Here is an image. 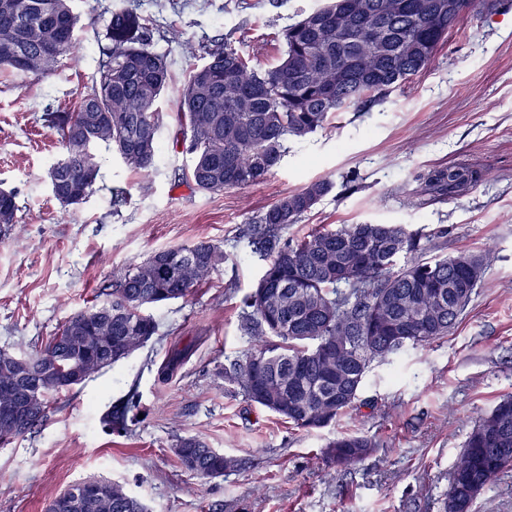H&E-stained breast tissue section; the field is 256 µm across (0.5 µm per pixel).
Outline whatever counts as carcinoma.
<instances>
[{
	"label": "carcinoma",
	"mask_w": 512,
	"mask_h": 512,
	"mask_svg": "<svg viewBox=\"0 0 512 512\" xmlns=\"http://www.w3.org/2000/svg\"><path fill=\"white\" fill-rule=\"evenodd\" d=\"M352 0H327L277 31L279 60L262 70L253 56L216 38L200 47L205 62L178 89L179 120L192 163L185 179L212 194L244 189L267 178L286 153V143L325 128L350 107L383 101L423 71L450 31L448 12L428 5L445 0H366L370 13L349 15ZM0 10V68L26 74L20 61L37 65L40 50L52 46L71 56L79 17L69 0H11ZM378 23L372 38L369 28ZM351 34L336 39V24ZM151 19L134 5L109 11L96 80L70 112L49 113L68 162L50 169L54 197L70 190L88 166L97 181L104 148L135 170L149 172L160 154L157 103L170 82L167 56L149 42ZM478 179L468 167L450 165L428 174L423 192L464 195ZM331 189L315 181L267 209L249 227L250 244L264 267L241 302L242 326L254 343L229 361L220 375L244 397L299 428L318 430L358 407L372 366L409 347L449 335L476 294L486 256L473 253L426 257L428 244L417 231L400 239L387 224H340L315 229L294 240L283 230L298 223ZM11 191L0 190V234L16 223ZM219 245L197 242L152 252L144 261L112 272V288L99 305L100 317L87 323L71 315L41 348L29 352L34 364L17 376L0 369V409L8 388L37 393L42 410L65 390L59 374L77 366L96 348L106 365L119 349L118 337L157 333L146 306L185 298L224 264ZM37 417L16 430L0 429L9 443L25 436ZM378 444L360 434L329 441L324 457L339 468L372 455ZM183 466L201 478L215 477L235 461L195 437L175 444ZM512 469V395L502 397L469 434L442 500L455 495L454 512H471L474 500L500 473ZM72 512H148L122 487L103 482L95 499Z\"/></svg>",
	"instance_id": "obj_1"
}]
</instances>
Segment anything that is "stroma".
Here are the masks:
<instances>
[{
    "mask_svg": "<svg viewBox=\"0 0 512 512\" xmlns=\"http://www.w3.org/2000/svg\"><path fill=\"white\" fill-rule=\"evenodd\" d=\"M128 0H71L77 51L46 76L0 71V189L16 194L17 222L0 238V347L28 352L73 313L102 301L113 269L153 251L198 241L223 246L226 262L186 298L147 307L157 333L116 365L56 396L35 430L0 445V512H46L89 478L125 486L150 512H438L450 471L478 418L512 395V8L475 0L459 30L410 87L332 118L291 141L280 166L245 189L205 194L182 177L177 90L199 52L158 37L171 83L159 102L161 153L142 173L102 152L99 180L80 204L53 196L49 170L61 154L43 107L67 111L89 90L107 10ZM324 0H141L160 30L204 44L221 34L279 55L272 33ZM462 164L479 179L457 198L422 194L429 172ZM330 192L287 234L339 224H402L430 234L433 254L490 251L460 323L446 338L409 349L368 374L359 409L305 431L248 402L217 371L252 345L240 331L242 298L262 273L245 233L281 197L317 180ZM192 353L158 376L172 347ZM134 394L125 429L113 404ZM361 431L377 452L342 472L321 455L341 432ZM195 436L236 459L201 478L174 454Z\"/></svg>",
    "mask_w": 512,
    "mask_h": 512,
    "instance_id": "obj_1",
    "label": "stroma"
}]
</instances>
